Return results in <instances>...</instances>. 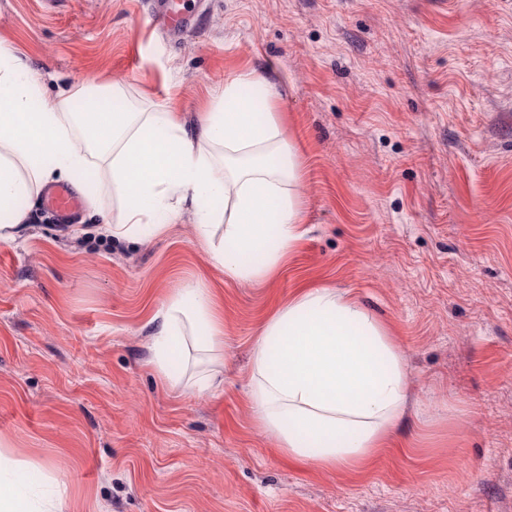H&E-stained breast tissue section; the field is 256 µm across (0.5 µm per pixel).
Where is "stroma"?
<instances>
[{"instance_id": "obj_1", "label": "stroma", "mask_w": 512, "mask_h": 512, "mask_svg": "<svg viewBox=\"0 0 512 512\" xmlns=\"http://www.w3.org/2000/svg\"><path fill=\"white\" fill-rule=\"evenodd\" d=\"M170 35L141 0H0V40L47 94L89 79L189 120L225 78L268 71L299 152L303 235L267 279L212 265L189 220L96 234L112 195L57 222L44 198L0 243V440L66 481L64 512H512V0H209ZM213 288L214 394L154 371L152 317ZM349 293L412 374L391 448L323 471L282 453L247 400L267 318Z\"/></svg>"}]
</instances>
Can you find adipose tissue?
I'll return each mask as SVG.
<instances>
[{"label": "adipose tissue", "instance_id": "ef3b65f1", "mask_svg": "<svg viewBox=\"0 0 512 512\" xmlns=\"http://www.w3.org/2000/svg\"><path fill=\"white\" fill-rule=\"evenodd\" d=\"M269 79L239 75L190 124L172 104L127 97L94 80L46 96L39 78L0 42V243L27 225L25 200L54 180L96 205L85 172L104 170L116 238L161 232L191 214L225 276L258 282L301 237L294 147L271 107ZM151 364L170 389H219L220 371L174 372V356L214 352L224 337L206 284L176 292L155 316ZM409 373L386 327L348 294L315 288L273 313L252 347L248 401L288 457L322 470L364 466L390 447ZM37 466L0 451V512H37Z\"/></svg>", "mask_w": 512, "mask_h": 512}]
</instances>
